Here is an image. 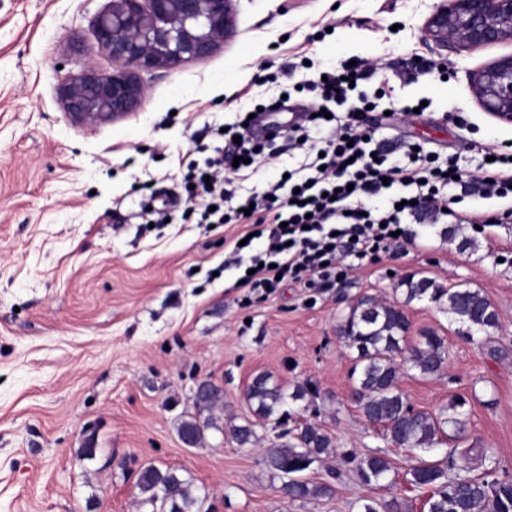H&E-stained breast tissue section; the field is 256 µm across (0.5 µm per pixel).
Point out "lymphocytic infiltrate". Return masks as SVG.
Returning a JSON list of instances; mask_svg holds the SVG:
<instances>
[{
  "label": "lymphocytic infiltrate",
  "instance_id": "1",
  "mask_svg": "<svg viewBox=\"0 0 512 512\" xmlns=\"http://www.w3.org/2000/svg\"><path fill=\"white\" fill-rule=\"evenodd\" d=\"M376 71L372 61L360 58L306 80L320 104L305 109L285 135L303 161L288 178L251 192V210L234 204L224 164L237 157L275 164L280 156L275 136L260 138L253 126L232 124L222 134L223 146L203 165L189 166L183 181L197 223L242 224L247 233L267 239L263 251L247 256L236 245L224 260L228 269L246 267L242 281L248 292L264 295L284 280L347 274L350 258L387 249L409 220L426 215L438 224L456 218L457 191L470 182H479L487 196L512 198V173L505 171L512 155L496 154L469 171L458 159L440 160L409 142L393 153L371 149L373 131L365 127L364 114L373 99L352 85L371 80ZM324 103L332 104L331 113L321 111Z\"/></svg>",
  "mask_w": 512,
  "mask_h": 512
}]
</instances>
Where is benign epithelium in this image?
<instances>
[{
    "instance_id": "benign-epithelium-1",
    "label": "benign epithelium",
    "mask_w": 512,
    "mask_h": 512,
    "mask_svg": "<svg viewBox=\"0 0 512 512\" xmlns=\"http://www.w3.org/2000/svg\"><path fill=\"white\" fill-rule=\"evenodd\" d=\"M97 45L121 67L92 65L57 87L65 112L96 124L135 111L146 95L141 71L188 64L212 55L237 35L236 0H108L95 18ZM422 32L441 50L472 51L512 41V0H434ZM477 106L512 124V53L468 73Z\"/></svg>"
}]
</instances>
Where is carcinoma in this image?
Here are the masks:
<instances>
[{"mask_svg": "<svg viewBox=\"0 0 512 512\" xmlns=\"http://www.w3.org/2000/svg\"><path fill=\"white\" fill-rule=\"evenodd\" d=\"M451 241L459 240L458 248L475 247L464 235L463 228L450 225L443 230ZM406 302L427 299L447 306L449 313L466 327L465 334L488 332L500 326L496 307L474 288H448L435 280L409 276L401 282ZM410 322L404 309L396 304L380 303L366 297L350 308L340 326V335L356 351L353 373L357 374L354 398L363 415L380 425L390 435V441L401 448H434L448 441L463 438L465 422L460 399L448 406L445 414L436 415L414 409L398 386L402 366L406 365L424 378L438 375L447 360L444 338L433 330L422 333L420 342L407 343ZM315 394L309 385H298L290 395L272 382L267 373L255 375L245 390V398L255 419L243 423L220 425L214 411L223 400V391L208 382L202 394L193 398L194 413L184 416L178 424L180 438L191 446H200L207 431H227L238 445L246 447L257 440L255 426L277 414L286 399L303 400ZM334 447V442L321 426L301 424L285 442L267 449V468L282 479L281 490L291 499L325 496L330 488L313 483L303 473ZM477 453L484 466L480 476L471 474L472 453ZM342 460L353 466L366 485L388 479L392 466L382 454L361 456L345 451ZM407 482L428 491L427 512H512V477L498 475L496 462L485 448L463 451L450 449L443 460H416L407 471ZM138 512H209L205 508L208 493L194 487L192 478L176 468L161 470L155 466L143 468L138 476ZM363 512H401L400 504L370 500L362 505Z\"/></svg>", "mask_w": 512, "mask_h": 512, "instance_id": "carcinoma-1", "label": "carcinoma"}]
</instances>
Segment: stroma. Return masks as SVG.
Segmentation results:
<instances>
[{
  "instance_id": "stroma-1",
  "label": "stroma",
  "mask_w": 512,
  "mask_h": 512,
  "mask_svg": "<svg viewBox=\"0 0 512 512\" xmlns=\"http://www.w3.org/2000/svg\"><path fill=\"white\" fill-rule=\"evenodd\" d=\"M108 0H0V512H137V474L172 467L210 493L218 512H360L364 500L398 499L424 512L426 490L406 482L409 451L392 446L353 397L354 350L339 325L356 300L403 305L410 342L433 330L445 339L441 375L403 370L399 387L420 410L464 399L467 434L512 475V220L487 216L512 202L483 198L473 184L460 203L478 246L461 251L427 221L365 259L347 276L284 282L245 302L236 272L223 271L235 224H181V181L203 163L193 137L221 145L219 127L269 100L267 121L288 126L313 101L294 92L307 58L336 66L373 60L386 95L367 123L375 146L420 143L440 159L476 170L485 152H512V125L474 103L468 70L512 51L505 43L449 53L433 70L435 47L421 31L431 0H239L238 34L211 56L143 73L148 93L126 118L76 127L57 100L67 74L114 64L97 46L93 20ZM291 97H284V90ZM424 101L419 113L400 107ZM299 159L234 175L238 196L277 180ZM166 203L172 224L148 225L142 203ZM428 277L480 289L500 311V328L459 335L446 307L406 302L400 282ZM269 373L285 389L307 383L315 400L286 404L287 421L315 422L336 453L307 476L329 485L320 498L292 500L263 457L282 428L262 421L256 445L241 448L208 431L184 446L181 417L193 391L211 380L225 418L250 411L244 388ZM97 453H80L87 436ZM381 453L390 484L367 485L340 454Z\"/></svg>"
}]
</instances>
